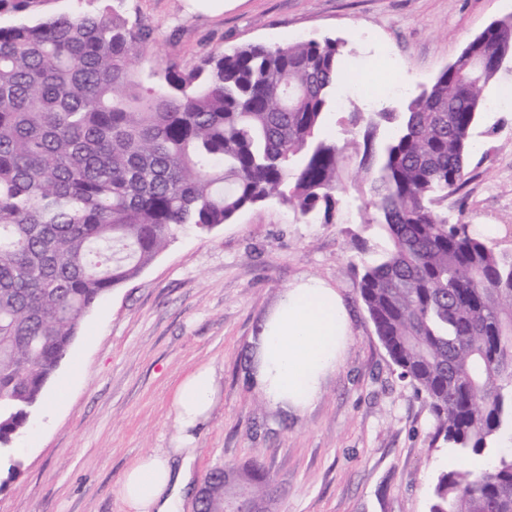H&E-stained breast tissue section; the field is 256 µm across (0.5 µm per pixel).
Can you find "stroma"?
<instances>
[{
  "instance_id": "obj_1",
  "label": "stroma",
  "mask_w": 512,
  "mask_h": 512,
  "mask_svg": "<svg viewBox=\"0 0 512 512\" xmlns=\"http://www.w3.org/2000/svg\"><path fill=\"white\" fill-rule=\"evenodd\" d=\"M121 10L152 30L153 57L187 69L247 44L342 38L340 109L349 112L413 96L512 14V0H230L220 13L190 10L188 0H123ZM486 96L464 199L450 215L511 252L512 73ZM384 244L347 203L332 224L302 222L271 201L211 232L180 233L84 319L14 440L19 476L0 465V512H123L116 484L139 456L174 447L173 395L203 367L216 397L196 434V481L258 460L277 489L274 512H428L437 475L457 459L432 445L430 410L399 381L358 295L353 263L361 248ZM310 278L336 290L350 333L318 397L287 412L247 374L282 293Z\"/></svg>"
}]
</instances>
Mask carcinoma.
Here are the masks:
<instances>
[{"mask_svg":"<svg viewBox=\"0 0 512 512\" xmlns=\"http://www.w3.org/2000/svg\"><path fill=\"white\" fill-rule=\"evenodd\" d=\"M0 0V457L43 399L87 313L185 228L276 199L333 223L355 191L388 246L354 265L375 333L458 466L429 512H512V252L452 221L486 88L512 71V21L477 34L400 106L341 116L345 41L248 44L186 70L146 60L121 0L49 10ZM485 467L476 470L472 461ZM255 495L271 478L238 467ZM201 512H222L208 472Z\"/></svg>","mask_w":512,"mask_h":512,"instance_id":"obj_1","label":"carcinoma"}]
</instances>
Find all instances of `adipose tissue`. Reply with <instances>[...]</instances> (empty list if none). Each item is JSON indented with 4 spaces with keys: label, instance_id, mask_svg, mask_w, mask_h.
Masks as SVG:
<instances>
[{
    "label": "adipose tissue",
    "instance_id": "obj_1",
    "mask_svg": "<svg viewBox=\"0 0 512 512\" xmlns=\"http://www.w3.org/2000/svg\"><path fill=\"white\" fill-rule=\"evenodd\" d=\"M347 338L334 289L311 281L284 292L256 344L255 391L273 407L299 410L319 394ZM213 374L202 369L179 386L173 408L182 427L174 448L137 458L115 490L127 512H179L194 475V429L213 402Z\"/></svg>",
    "mask_w": 512,
    "mask_h": 512
}]
</instances>
